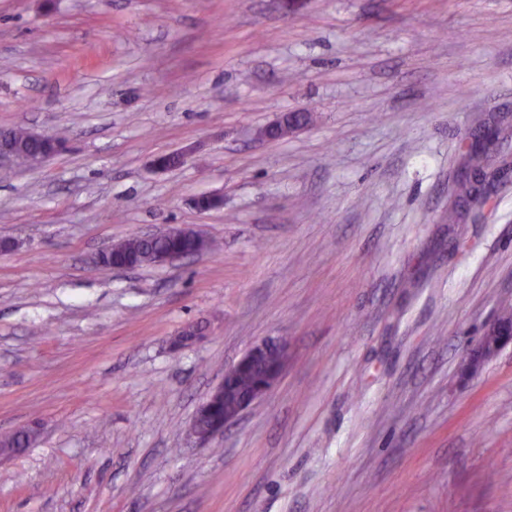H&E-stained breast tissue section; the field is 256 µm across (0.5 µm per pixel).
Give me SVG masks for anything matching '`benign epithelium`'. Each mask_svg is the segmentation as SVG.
Segmentation results:
<instances>
[{
  "label": "benign epithelium",
  "mask_w": 512,
  "mask_h": 512,
  "mask_svg": "<svg viewBox=\"0 0 512 512\" xmlns=\"http://www.w3.org/2000/svg\"><path fill=\"white\" fill-rule=\"evenodd\" d=\"M305 124L304 113L289 112L265 130V135L275 139L285 132ZM30 138L42 143L35 152L26 156L28 164H39L54 155L57 147L43 144V135L32 132ZM512 346V324L495 318L480 337L477 344L469 349L464 358L462 371L468 376L477 374L486 362L499 352ZM288 364V344L280 339L268 338L257 342L243 356L224 372V379L206 397L199 407L191 426V434L205 442L224 432V428L237 420L248 408L266 396L278 383ZM251 375L252 382L244 390H238V380ZM235 396L232 405L224 409V420H215L209 425L203 420L213 416L217 408L230 396Z\"/></svg>",
  "instance_id": "1"
}]
</instances>
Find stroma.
Instances as JSON below:
<instances>
[{
  "mask_svg": "<svg viewBox=\"0 0 512 512\" xmlns=\"http://www.w3.org/2000/svg\"><path fill=\"white\" fill-rule=\"evenodd\" d=\"M19 125L65 141L0 169V434L38 429L0 512H512V348L461 374L512 304V0H0ZM169 224L218 252L98 263ZM268 336L279 383L197 442ZM304 113L305 112H289L283 114L278 122L265 130L264 134L269 138L275 139L289 130L303 126L306 123ZM288 364V344L280 339L268 338L254 343L243 356L224 372V379L206 397L199 407L191 426V434L200 442L221 435L224 428L237 420L248 408L266 396L278 383ZM252 382L250 384L251 378ZM242 376V377H241ZM239 387L244 391H238ZM250 384V386H249ZM235 399L229 408L227 399ZM224 402V421L215 420L204 425L203 420L211 418Z\"/></svg>",
  "mask_w": 512,
  "mask_h": 512,
  "instance_id": "1",
  "label": "stroma"
}]
</instances>
